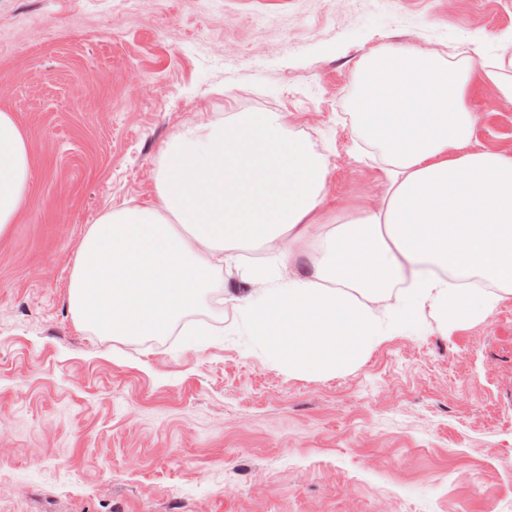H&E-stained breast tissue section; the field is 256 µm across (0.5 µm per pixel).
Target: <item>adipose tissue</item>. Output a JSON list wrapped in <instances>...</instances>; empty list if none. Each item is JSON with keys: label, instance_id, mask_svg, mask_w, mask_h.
<instances>
[{"label": "adipose tissue", "instance_id": "obj_1", "mask_svg": "<svg viewBox=\"0 0 512 512\" xmlns=\"http://www.w3.org/2000/svg\"><path fill=\"white\" fill-rule=\"evenodd\" d=\"M473 68L412 47L361 66L356 133L394 178L382 206L341 224L324 211L326 156L287 135L282 113H240L174 138L157 203L107 210L88 228L69 281L75 316L102 336L167 335L256 243L277 263L253 269L241 298L250 337L289 370L339 373L427 311L442 324L480 321L512 290V155L468 149ZM30 172L25 133L1 110L0 236ZM398 284L402 302L380 320Z\"/></svg>", "mask_w": 512, "mask_h": 512}]
</instances>
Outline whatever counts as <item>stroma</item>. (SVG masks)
I'll list each match as a JSON object with an SVG mask.
<instances>
[{
    "instance_id": "obj_1",
    "label": "stroma",
    "mask_w": 512,
    "mask_h": 512,
    "mask_svg": "<svg viewBox=\"0 0 512 512\" xmlns=\"http://www.w3.org/2000/svg\"><path fill=\"white\" fill-rule=\"evenodd\" d=\"M393 46L494 61L512 0H0V110L32 157L0 237V512H512V293L475 323L424 315L333 376L244 335L245 279L197 340L101 336L69 280L90 224L155 201L166 145L284 114L330 162L344 222L392 178L355 134L359 65ZM474 152L512 154V103L474 77Z\"/></svg>"
}]
</instances>
